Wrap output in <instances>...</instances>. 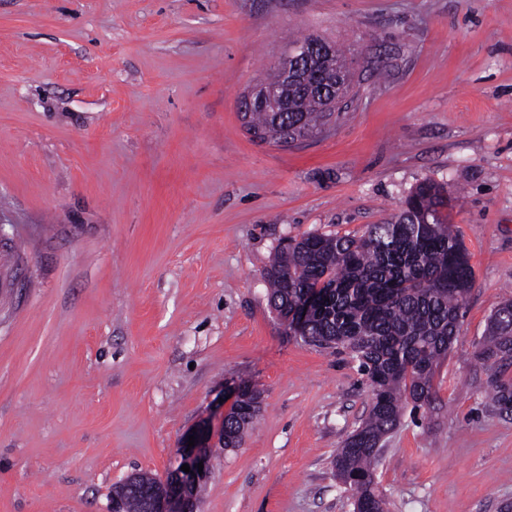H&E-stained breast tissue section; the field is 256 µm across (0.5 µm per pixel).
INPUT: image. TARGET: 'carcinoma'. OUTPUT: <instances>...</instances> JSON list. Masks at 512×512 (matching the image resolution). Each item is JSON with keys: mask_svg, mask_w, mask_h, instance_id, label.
<instances>
[{"mask_svg": "<svg viewBox=\"0 0 512 512\" xmlns=\"http://www.w3.org/2000/svg\"><path fill=\"white\" fill-rule=\"evenodd\" d=\"M349 78L344 94L331 99L312 84L332 72ZM353 62L336 46L311 67L293 90L294 112L258 108L242 115L261 141L292 144L322 133L354 88ZM269 302L280 324L319 349L347 354L359 363L370 392L366 419L336 452V478L367 512H386L375 486L383 439L434 397V376L458 332L474 269L459 237L448 225V190L420 182L406 207L386 224H370L359 236L307 233L276 250L265 273ZM313 300L306 319L299 308ZM489 339L478 358L512 364V299L490 319ZM239 417L224 423V448L242 445L259 412L260 390L250 381L237 386ZM491 406L508 414L512 382L488 385ZM123 512H144L143 493L123 497Z\"/></svg>", "mask_w": 512, "mask_h": 512, "instance_id": "1", "label": "carcinoma"}]
</instances>
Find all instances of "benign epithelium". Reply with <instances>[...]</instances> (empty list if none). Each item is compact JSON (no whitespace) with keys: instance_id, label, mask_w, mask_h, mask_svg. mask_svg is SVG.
Returning <instances> with one entry per match:
<instances>
[{"instance_id":"7a95c632","label":"benign epithelium","mask_w":512,"mask_h":512,"mask_svg":"<svg viewBox=\"0 0 512 512\" xmlns=\"http://www.w3.org/2000/svg\"><path fill=\"white\" fill-rule=\"evenodd\" d=\"M328 50V45L319 38L312 37L308 42L291 48L283 58L277 76L275 89L280 91L278 102L273 104V111L288 112V84L294 82L301 73L304 64L310 61L315 52ZM195 446L188 447L183 441L179 448L178 467L168 472L166 478L146 493V512H197L196 489L209 474V456L206 451L207 432L203 429L194 433ZM203 463V472H198V463ZM188 465L190 472L181 470Z\"/></svg>"}]
</instances>
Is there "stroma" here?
I'll use <instances>...</instances> for the list:
<instances>
[{
    "mask_svg": "<svg viewBox=\"0 0 512 512\" xmlns=\"http://www.w3.org/2000/svg\"><path fill=\"white\" fill-rule=\"evenodd\" d=\"M308 35L358 93L319 136L260 141L237 101ZM426 179L474 280L376 483L388 512H504L512 414L486 389L512 366L477 354L512 298V0H0V512H112L205 425L198 512H353L333 459L365 377L285 332L262 273ZM242 378L261 413L228 450Z\"/></svg>",
    "mask_w": 512,
    "mask_h": 512,
    "instance_id": "35a3bbf8",
    "label": "stroma"
}]
</instances>
